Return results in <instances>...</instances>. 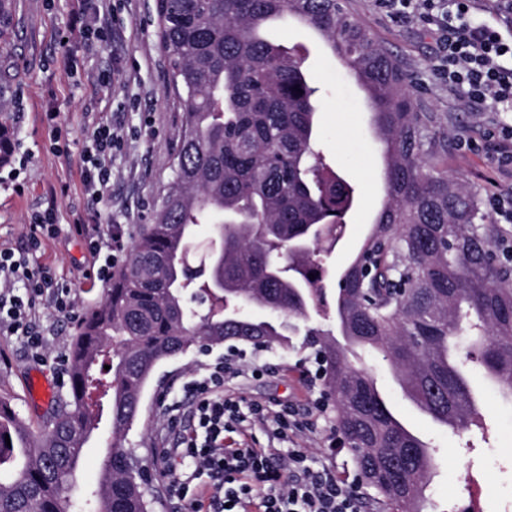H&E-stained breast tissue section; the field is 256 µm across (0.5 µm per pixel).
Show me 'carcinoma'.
I'll return each instance as SVG.
<instances>
[{"instance_id": "cac0c4a2", "label": "carcinoma", "mask_w": 512, "mask_h": 512, "mask_svg": "<svg viewBox=\"0 0 512 512\" xmlns=\"http://www.w3.org/2000/svg\"><path fill=\"white\" fill-rule=\"evenodd\" d=\"M170 82L184 106L174 181L141 226L101 302L79 318L66 394L39 434L0 409V512H152L124 446L162 360L228 341L284 344L322 309L315 260L357 204L355 188L315 149V88L303 55L261 36L304 19L367 88L386 146L376 222L338 280L336 326L310 327L335 429L357 481L381 512H435L426 494L436 452L392 413L352 348L382 354L408 398L462 429L481 413L470 364L512 399V238L482 211L480 192L440 168L447 121L413 108L400 62L344 0H156ZM215 225L208 265L187 257L195 227ZM315 278H309V274ZM263 308L275 324L248 314ZM110 369L94 371L96 365ZM107 421L95 483L75 492L87 443Z\"/></svg>"}]
</instances>
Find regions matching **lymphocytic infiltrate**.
I'll return each instance as SVG.
<instances>
[{
  "label": "lymphocytic infiltrate",
  "mask_w": 512,
  "mask_h": 512,
  "mask_svg": "<svg viewBox=\"0 0 512 512\" xmlns=\"http://www.w3.org/2000/svg\"><path fill=\"white\" fill-rule=\"evenodd\" d=\"M381 10L400 21L420 23L436 37L434 71L482 112H512V0H377ZM483 14L474 22V14ZM119 141L111 127H95L83 155V181L94 200H102L112 179V150ZM94 254L104 257L96 275L109 281L125 256L120 231L101 237L78 225ZM51 215L35 216L26 249L0 251V330L20 337L36 360H44L47 340L37 329L36 309L49 300L57 313L74 312L68 285L46 268L31 269L29 254L43 237L54 235ZM239 371L224 361L188 384L194 426L181 432L177 447L160 456L174 495L192 512H359L354 489L344 486L331 466L309 463L307 449L281 452L250 443L255 429L275 428L278 435L308 430L309 420L293 408L273 410L261 404L241 413L238 401L224 393ZM205 473V484L183 476L180 462Z\"/></svg>",
  "instance_id": "1"
}]
</instances>
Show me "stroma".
Wrapping results in <instances>:
<instances>
[{
	"mask_svg": "<svg viewBox=\"0 0 512 512\" xmlns=\"http://www.w3.org/2000/svg\"><path fill=\"white\" fill-rule=\"evenodd\" d=\"M112 2V25L102 37L94 33L100 0H7L8 10L0 18V104L12 129L10 156L0 164V250L24 249L32 217L54 212L57 233L43 239L30 264L50 269L70 286L80 314L101 301L107 285L91 275L93 256L73 226L91 223L98 213L126 241H134L140 226L152 222L159 197L173 181L176 133L184 112L169 86L155 0ZM346 6L399 57L412 81L416 111L447 117L438 135L447 144L449 175L478 188L485 203L512 188V170L494 166L481 145L482 113L436 78L434 35L420 24L390 19L375 0H346ZM272 34L286 45L306 47L305 68L320 89V149L336 171L362 190L335 252L324 262L332 296L337 274L359 250L381 204L382 150L364 92L323 39L287 20L275 23ZM103 124L112 125L121 141L112 152V186L96 204L84 190L81 157L88 131ZM39 325L48 339L49 359L42 364L20 339L0 334V400L9 402L35 432L42 430L48 414L34 402L30 373L40 370L56 393L65 392L56 362L69 354L75 321L47 304ZM232 351L241 354L250 375L230 383L229 392L247 405L277 400L309 411L311 429L293 436L290 447L309 449L314 461L332 464L341 479L353 471L350 455L336 440L335 412L323 400L303 335L293 336L287 348L224 343L159 362L143 390L127 445L138 449L162 495L157 512H191L172 496L161 475L164 463L156 455L157 449L175 442L166 427L164 403L186 401L187 384L195 374ZM367 366L399 418L430 440L441 457L431 484L438 512H458L464 501L473 512H512V402L503 400L481 371H474L482 426L458 433L434 422L406 397L382 358L370 359Z\"/></svg>",
	"mask_w": 512,
	"mask_h": 512,
	"instance_id": "obj_1",
	"label": "stroma"
}]
</instances>
